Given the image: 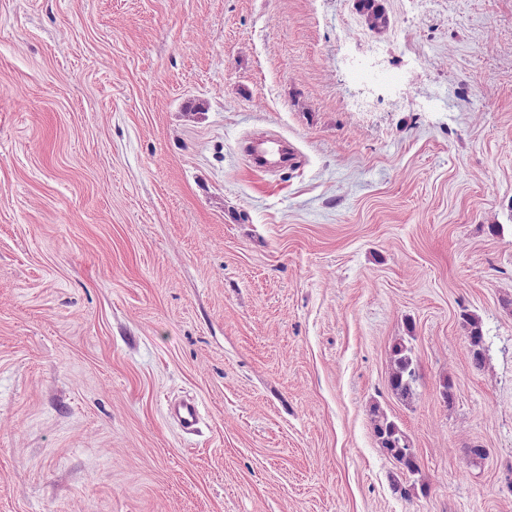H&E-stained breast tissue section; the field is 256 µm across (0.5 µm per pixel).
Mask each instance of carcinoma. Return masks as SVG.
<instances>
[{
  "label": "carcinoma",
  "mask_w": 512,
  "mask_h": 512,
  "mask_svg": "<svg viewBox=\"0 0 512 512\" xmlns=\"http://www.w3.org/2000/svg\"><path fill=\"white\" fill-rule=\"evenodd\" d=\"M358 6L371 28L383 29L389 24V19L377 0H359ZM462 320L469 341L470 359L479 369L485 361L481 321L477 316L467 312L462 314ZM391 361L388 379L390 389L396 396L407 399L413 395V386L417 379V359L413 348L402 338L395 340L391 346ZM372 416L373 431L379 448L408 475V479L393 483V492L400 498L409 500L416 496L418 491L425 490V486L418 485L417 481L412 479V476L418 473L419 466L409 436L396 421L379 409H373Z\"/></svg>",
  "instance_id": "carcinoma-1"
}]
</instances>
